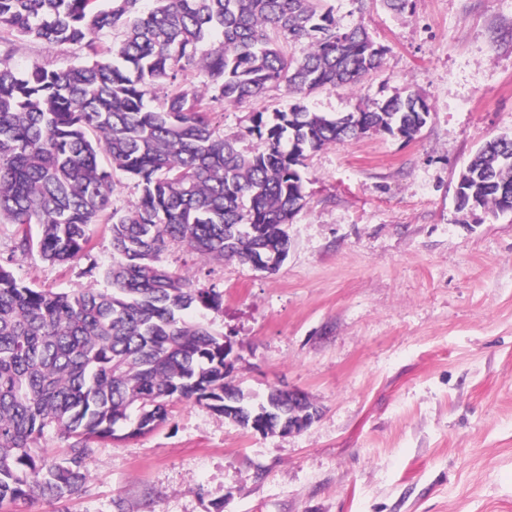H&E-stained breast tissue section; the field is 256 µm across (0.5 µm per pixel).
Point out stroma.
<instances>
[{
    "label": "stroma",
    "mask_w": 512,
    "mask_h": 512,
    "mask_svg": "<svg viewBox=\"0 0 512 512\" xmlns=\"http://www.w3.org/2000/svg\"><path fill=\"white\" fill-rule=\"evenodd\" d=\"M387 53L355 88L318 90L322 113L408 93L430 107L413 140L373 133L329 144L302 171L305 207L273 273L207 265L175 247L166 265L217 286L220 310H189L224 333L233 380L263 396L282 384L321 415L303 432L261 435L202 404H175L154 431L90 441L88 477L59 501L12 512H512V213L458 210L460 171L486 140L512 133V0H327ZM75 45L41 39L12 58L62 69ZM284 89L218 109L253 149L251 117L292 104ZM27 285L103 287L111 259L14 257Z\"/></svg>",
    "instance_id": "35a3bbf8"
}]
</instances>
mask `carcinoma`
I'll return each mask as SVG.
<instances>
[{"mask_svg":"<svg viewBox=\"0 0 512 512\" xmlns=\"http://www.w3.org/2000/svg\"><path fill=\"white\" fill-rule=\"evenodd\" d=\"M323 0H0V221L11 253L65 263L91 255L93 226L109 237L106 289L32 288L0 262V512L18 500L58 501L86 479L88 443L131 438L195 400L245 431L279 428L293 408L257 402L224 375V336L184 313L223 296L165 265L181 245L210 263L254 268L288 255L285 227L306 204L310 153L373 133L412 140L430 114L409 93L358 112H312L301 100L353 88L385 50ZM121 39L98 56L97 35ZM78 45L88 59L61 70L10 60L23 41ZM307 44L299 56L283 42ZM195 68L199 86L181 77ZM285 87L295 102L259 112L242 151L213 122L215 106ZM137 199L112 207L116 176ZM459 209L512 212V136L478 149L460 173ZM69 442L60 462L46 430Z\"/></svg>","mask_w":512,"mask_h":512,"instance_id":"1","label":"carcinoma"}]
</instances>
